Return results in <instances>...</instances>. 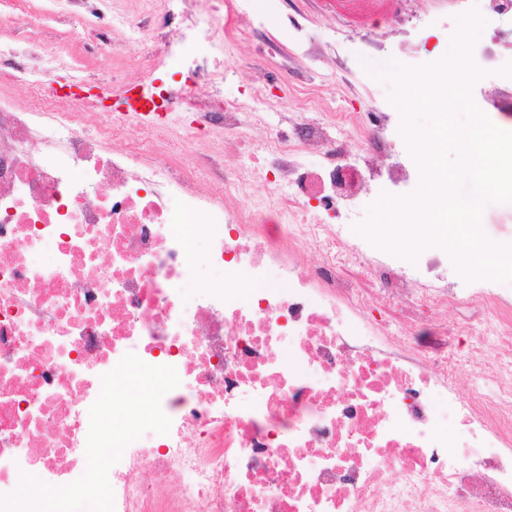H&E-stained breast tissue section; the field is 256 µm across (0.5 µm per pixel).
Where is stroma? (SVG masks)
<instances>
[{"label":"stroma","mask_w":512,"mask_h":512,"mask_svg":"<svg viewBox=\"0 0 512 512\" xmlns=\"http://www.w3.org/2000/svg\"><path fill=\"white\" fill-rule=\"evenodd\" d=\"M252 6L264 16L265 27L246 45L226 39L222 96L247 102L264 94L267 106L261 125L265 128L277 126L282 113L300 111L297 87L308 77H315L331 108L364 112L372 97L389 91L374 76L380 64L392 59L407 66L427 53L444 57L449 49L446 29L433 23L434 17L447 15L448 0H415V37L406 41L389 37L372 44L362 42L358 32L343 25L332 0H252ZM502 55L506 68L480 78L472 97L478 104L495 100L498 109L490 113V120L512 131V46H504ZM163 124L185 130L190 149L231 158L240 153L234 137L223 139L190 128L184 114L166 113Z\"/></svg>","instance_id":"obj_1"}]
</instances>
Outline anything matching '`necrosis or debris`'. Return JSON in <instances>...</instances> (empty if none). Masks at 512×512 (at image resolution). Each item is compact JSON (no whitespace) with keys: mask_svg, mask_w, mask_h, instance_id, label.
I'll return each mask as SVG.
<instances>
[{"mask_svg":"<svg viewBox=\"0 0 512 512\" xmlns=\"http://www.w3.org/2000/svg\"><path fill=\"white\" fill-rule=\"evenodd\" d=\"M196 2L0 0L21 21L82 18L53 47L0 42V495L33 470L53 486L85 473L101 377L132 352L174 367L180 384L161 400L169 433L146 432L110 469L113 512H512V308L487 283L411 280L399 257L349 235L370 191L360 170L392 186L416 178L393 151L387 99L366 113L306 109L247 163L186 151L178 131L148 123L127 139L134 88L221 136L258 121L263 95L199 98L224 86L227 6L203 20ZM473 6L485 24L472 58L493 71L512 41L495 21L512 0H451L448 12ZM112 37L136 82L104 78L79 95L47 79L71 44ZM198 46L211 67L197 65ZM173 65L188 78L160 82ZM32 112L59 116L45 140L70 165L39 160ZM357 143L359 166L348 161ZM204 265L221 277L186 303ZM277 277L284 287H270ZM461 305L470 315L449 320ZM451 336L472 342L458 353ZM474 365L460 392L458 373Z\"/></svg>","mask_w":512,"mask_h":512,"instance_id":"necrosis-or-debris-1","label":"necrosis or debris"}]
</instances>
